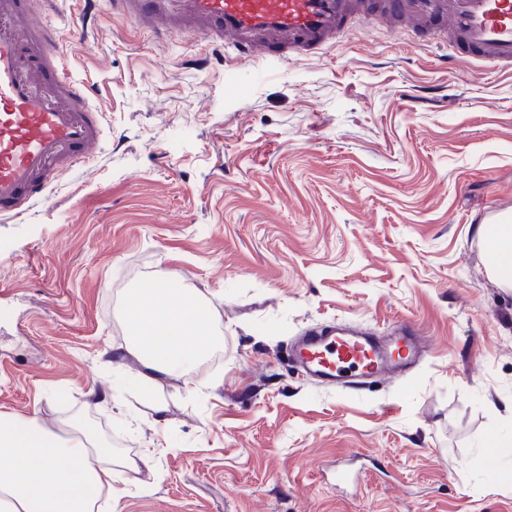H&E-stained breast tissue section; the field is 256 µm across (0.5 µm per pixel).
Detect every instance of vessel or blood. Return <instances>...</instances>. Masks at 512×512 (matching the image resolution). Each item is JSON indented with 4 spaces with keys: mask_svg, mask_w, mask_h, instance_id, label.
Instances as JSON below:
<instances>
[{
    "mask_svg": "<svg viewBox=\"0 0 512 512\" xmlns=\"http://www.w3.org/2000/svg\"><path fill=\"white\" fill-rule=\"evenodd\" d=\"M155 41L201 35L224 58L286 62L331 46L357 14L398 20L421 36L436 23L452 49L474 63L512 70V0H108ZM64 43L32 0H0V218H18L46 200L62 172L96 160L101 113L89 79L61 70ZM423 357L414 324L381 338L347 327L305 332L288 349L302 376L365 387L406 375Z\"/></svg>",
    "mask_w": 512,
    "mask_h": 512,
    "instance_id": "b4317fda",
    "label": "vessel or blood"
}]
</instances>
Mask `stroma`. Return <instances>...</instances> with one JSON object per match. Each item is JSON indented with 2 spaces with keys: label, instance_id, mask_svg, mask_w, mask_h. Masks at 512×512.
<instances>
[{
  "label": "stroma",
  "instance_id": "35a3bbf8",
  "mask_svg": "<svg viewBox=\"0 0 512 512\" xmlns=\"http://www.w3.org/2000/svg\"><path fill=\"white\" fill-rule=\"evenodd\" d=\"M98 8L70 44L100 158L0 223V413L78 417L116 456L108 512H512V289L482 213L512 210V73L365 22L316 56L206 68ZM179 273L218 358L167 380L165 423L109 403L126 289ZM414 323L426 356L364 390L303 379L304 330Z\"/></svg>",
  "mask_w": 512,
  "mask_h": 512
}]
</instances>
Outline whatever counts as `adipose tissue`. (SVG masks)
Listing matches in <instances>:
<instances>
[{
  "label": "adipose tissue",
  "mask_w": 512,
  "mask_h": 512,
  "mask_svg": "<svg viewBox=\"0 0 512 512\" xmlns=\"http://www.w3.org/2000/svg\"><path fill=\"white\" fill-rule=\"evenodd\" d=\"M487 272L512 288V224L480 229ZM124 317L126 349L138 372L116 383L115 392L139 390L157 416H165V380L189 373L217 345L209 308L196 289L174 272L129 290ZM110 449L74 421L59 431L37 418L0 413V512H95L112 494L114 474L100 466Z\"/></svg>",
  "instance_id": "ef3b65f1"
}]
</instances>
